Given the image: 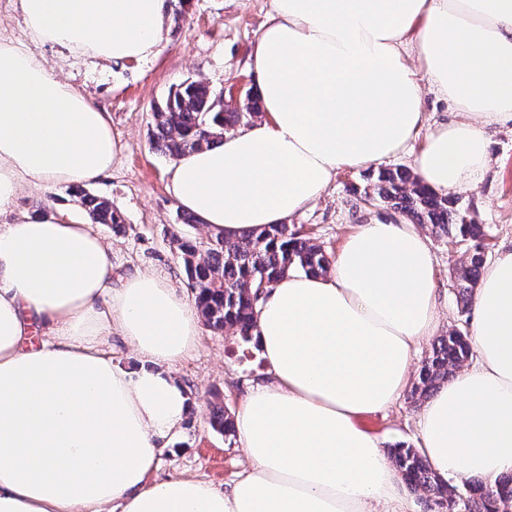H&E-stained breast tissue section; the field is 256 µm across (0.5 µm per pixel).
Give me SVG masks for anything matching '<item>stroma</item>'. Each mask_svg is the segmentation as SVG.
Returning <instances> with one entry per match:
<instances>
[{"instance_id": "35a3bbf8", "label": "stroma", "mask_w": 512, "mask_h": 512, "mask_svg": "<svg viewBox=\"0 0 512 512\" xmlns=\"http://www.w3.org/2000/svg\"><path fill=\"white\" fill-rule=\"evenodd\" d=\"M272 17L271 0H187L180 18L166 16L165 38L156 57L145 61L96 64L49 44L34 42L16 0H0V40L34 53L93 104L107 112L112 135L121 151L111 170L90 194L107 200L122 213L119 230L98 225V232L112 245L114 275L135 271L166 277L184 297H192L183 262L174 241L181 234L200 241L209 235L201 224H185L168 190L174 161L153 145L154 117L176 85L200 80L214 91L234 93L255 86L249 56L259 32ZM492 163L477 186L459 196L468 222L484 225L488 257L512 244V130L494 127L486 133ZM376 168L337 171L324 194L296 214L291 226L307 234L328 256H336L349 234L361 224L386 221L393 212L384 203L368 206L362 201ZM52 205L67 214L85 212L69 195L65 184L23 191L17 207L29 212ZM434 257L442 324L438 335L462 329L471 331V314L461 313L454 295L455 272L467 264L464 247H449L446 238L422 225ZM263 365L254 344L231 335L202 328L195 348L171 374L185 387L189 410L179 430L161 451L157 478L186 476L223 489L246 469L248 461L236 437L211 429L212 404L221 403L238 414L253 382L261 379ZM423 409L409 394H402L390 409L364 417L363 428L380 447L403 442L416 445V425Z\"/></svg>"}]
</instances>
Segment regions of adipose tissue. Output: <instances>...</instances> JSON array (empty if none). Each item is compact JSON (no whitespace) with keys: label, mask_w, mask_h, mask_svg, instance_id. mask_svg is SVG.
Returning <instances> with one entry per match:
<instances>
[{"label":"adipose tissue","mask_w":512,"mask_h":512,"mask_svg":"<svg viewBox=\"0 0 512 512\" xmlns=\"http://www.w3.org/2000/svg\"><path fill=\"white\" fill-rule=\"evenodd\" d=\"M249 67L266 117L180 157L168 190L233 240L319 198L340 167L426 146L440 194L476 187L486 128L512 123V0H271ZM39 42L115 63L156 56L167 0H19ZM460 120L425 125L426 94ZM121 150L107 113L31 52L0 40V512H411L365 415L409 385L440 322L428 239L359 226L323 275L268 288L255 338L267 366L235 421L250 460L225 489L154 480L188 409L166 373L200 334L197 302L146 273L112 276V247L29 186H87ZM474 356L423 408L418 451L439 482L512 474V248L481 277ZM122 336L141 359H112Z\"/></svg>","instance_id":"obj_1"}]
</instances>
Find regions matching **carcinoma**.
<instances>
[{
  "label": "carcinoma",
  "instance_id": "carcinoma-1",
  "mask_svg": "<svg viewBox=\"0 0 512 512\" xmlns=\"http://www.w3.org/2000/svg\"><path fill=\"white\" fill-rule=\"evenodd\" d=\"M259 115L257 95L246 93L244 108L223 106L221 94L199 80L184 81L170 92L165 103L154 112L155 144L158 151L178 159L204 145L219 143L224 131L248 124ZM90 221L94 224H122L109 202L76 186ZM378 199L419 224H428L434 233L451 243L464 244L470 261L456 274V298L462 310L472 302L480 272L486 262V230L481 224H468L455 209L457 200L439 195L420 183L406 169L379 172L372 191L363 196L369 204ZM184 262L189 287L195 293L205 324L215 333L238 336L248 343L253 339L258 292L272 287L290 272L322 275L330 260L322 247L287 224L271 225L235 242L214 239L206 246L189 237L176 238ZM468 336L454 330L437 339L432 353L423 362L412 397L420 400L433 394L441 384L468 360ZM213 428L231 436L235 423L221 405L211 411ZM392 462L407 486L426 494L427 502L444 497L446 489L436 481L418 451L399 444L389 449ZM512 502V475L494 484H464L458 509L461 512H493Z\"/></svg>",
  "mask_w": 512,
  "mask_h": 512
}]
</instances>
